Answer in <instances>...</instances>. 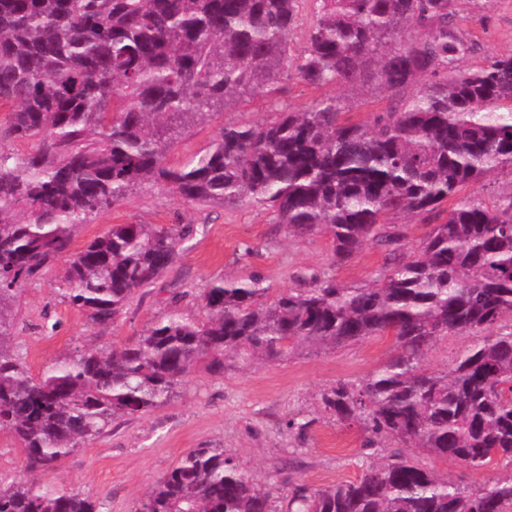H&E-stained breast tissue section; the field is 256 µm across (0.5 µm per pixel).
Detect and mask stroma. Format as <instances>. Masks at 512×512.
I'll return each mask as SVG.
<instances>
[{"label":"stroma","mask_w":512,"mask_h":512,"mask_svg":"<svg viewBox=\"0 0 512 512\" xmlns=\"http://www.w3.org/2000/svg\"><path fill=\"white\" fill-rule=\"evenodd\" d=\"M460 25L476 38L478 49L465 65L512 52V0H458ZM336 95L354 106V120H371L385 107L382 89L313 88L285 75L273 98L255 97L227 107L212 122L190 129L171 150L168 163L179 167L203 154L221 127L273 120L275 108L303 110ZM115 224H166L189 228L174 263L144 292L135 295L123 318L90 328L84 315L62 298L63 263L27 283L15 313L13 343L33 375L74 350H104L134 341L169 311L174 297L197 313L199 295L216 278H260L275 290L294 287L299 275L333 270L349 285L369 283L384 255L367 246L350 262L336 266L327 237L291 236L272 210L241 199L229 206L190 203L156 184L134 188L111 209L78 226L73 250ZM389 337L373 338L337 350L295 353L283 360L234 365L223 374L196 368L162 407L135 418H120L92 444L63 459L56 471L39 475L94 496L101 512H137L144 495L178 460L196 448H221L271 491L276 512H283L280 483L319 488L353 481L368 455L364 430L341 426L321 407L320 394L339 380L354 381L379 369L393 351ZM308 419L304 437L287 429L288 420Z\"/></svg>","instance_id":"35a3bbf8"}]
</instances>
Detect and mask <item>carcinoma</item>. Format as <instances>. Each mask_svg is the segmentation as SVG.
<instances>
[{
  "mask_svg": "<svg viewBox=\"0 0 512 512\" xmlns=\"http://www.w3.org/2000/svg\"><path fill=\"white\" fill-rule=\"evenodd\" d=\"M302 0H0V430L46 472L114 420L164 405L199 364L275 360L392 336L395 350L359 383L321 400L364 447H399L359 478L317 489L288 481L285 512H512V472L470 493L400 452L479 469L512 463V190L465 197L512 178V53L476 67L457 0H315L293 53ZM314 87L365 80L384 110L354 121L340 98L226 126L205 154L167 163L185 130L285 73ZM25 144L20 150L15 144ZM180 198L243 197L293 235H325L333 263L387 248L373 282L300 275L270 294L260 279L211 281L201 313L170 310L128 346L88 347L33 377L11 331L22 286L69 257L62 297L92 327L115 323L175 261L186 231L114 224L71 252L75 228L132 187ZM410 216L435 220L406 248ZM473 344L448 371L423 365L444 336ZM0 512H100L90 495L0 478ZM139 512H274L270 492L222 448H196L155 483ZM306 1L300 4L296 25L289 36L291 47L295 51L303 46L305 34L316 20L314 2ZM510 185L511 184L508 176H491L482 182L470 184L467 188H465L463 194L488 195L497 192H508L511 188Z\"/></svg>",
  "mask_w": 512,
  "mask_h": 512,
  "instance_id": "cac0c4a2",
  "label": "carcinoma"
}]
</instances>
